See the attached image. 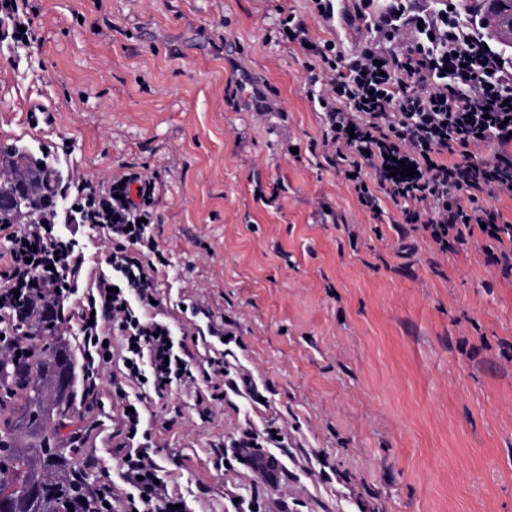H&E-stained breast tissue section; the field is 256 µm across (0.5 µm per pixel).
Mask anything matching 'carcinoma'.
Instances as JSON below:
<instances>
[{
	"mask_svg": "<svg viewBox=\"0 0 512 512\" xmlns=\"http://www.w3.org/2000/svg\"><path fill=\"white\" fill-rule=\"evenodd\" d=\"M0 164L12 174L0 182V224H20L18 199L43 219L59 212L66 186L57 162L41 148L18 140L0 143ZM9 331L34 341L32 354L0 360V410L22 401V423L0 422V487L19 485L21 492L0 498V512H61L75 505L89 488L92 474L72 465L57 437L72 408L74 362L61 344L41 345L37 339L56 335L59 307L30 308L23 302L4 306ZM26 429V437L18 435Z\"/></svg>",
	"mask_w": 512,
	"mask_h": 512,
	"instance_id": "carcinoma-1",
	"label": "carcinoma"
}]
</instances>
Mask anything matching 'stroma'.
<instances>
[{"instance_id": "35a3bbf8", "label": "stroma", "mask_w": 512, "mask_h": 512, "mask_svg": "<svg viewBox=\"0 0 512 512\" xmlns=\"http://www.w3.org/2000/svg\"><path fill=\"white\" fill-rule=\"evenodd\" d=\"M29 4L28 43L0 40V142L47 148L72 181H154L160 313L192 366L231 352L266 397L147 396L169 493L189 512H512V276L421 232L399 255L401 206L371 213L326 160L281 21L349 48L346 18L325 23L309 0ZM121 350L113 333L96 395L75 393L62 431L72 461L118 489ZM248 424L281 430L275 483L234 459Z\"/></svg>"}]
</instances>
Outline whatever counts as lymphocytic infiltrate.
Masks as SVG:
<instances>
[{
	"instance_id": "lymphocytic-infiltrate-1",
	"label": "lymphocytic infiltrate",
	"mask_w": 512,
	"mask_h": 512,
	"mask_svg": "<svg viewBox=\"0 0 512 512\" xmlns=\"http://www.w3.org/2000/svg\"><path fill=\"white\" fill-rule=\"evenodd\" d=\"M374 2L349 0L348 16L366 34L348 53L332 40H308L295 17L283 21L304 49L307 69L324 74L317 102L325 113L322 145L329 162L352 175L359 202L370 212H378L383 196L411 206L412 230L443 251L449 242L481 236L488 262L512 274V223L481 202L485 195L512 196V57L487 46L478 35L487 18L460 11L455 0H388L376 15ZM490 144L496 147L491 160L471 164L473 150ZM405 163L415 166L414 176H398ZM77 185L72 223L106 231L95 285L79 315L85 389L95 391L112 351L107 330L116 328L127 362L110 380L113 397L126 405L119 429L130 487L124 509L170 512L167 486L157 483L159 469L142 452L148 421L129 388L161 399L179 384L220 379L228 391L250 392L257 401L262 395L248 373L225 359L211 360L194 375L183 339L152 313L157 267L150 255L157 247L141 224L154 201L152 180L134 174L103 191L86 178ZM6 239L8 284L0 289V304L30 294L68 302L85 263L78 240L54 223L27 224ZM276 439L272 432L262 438L245 430L234 443L237 462L275 480L279 465L265 447Z\"/></svg>"
}]
</instances>
